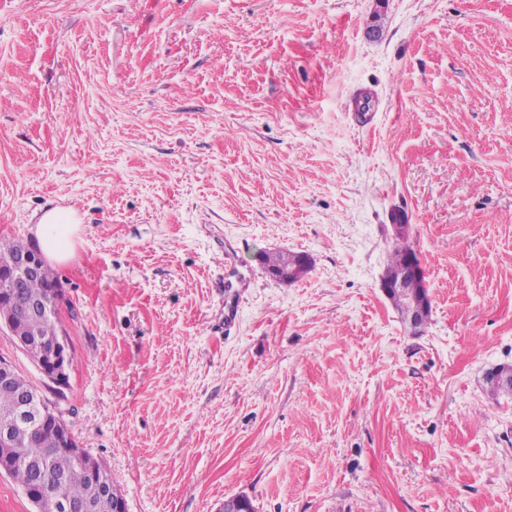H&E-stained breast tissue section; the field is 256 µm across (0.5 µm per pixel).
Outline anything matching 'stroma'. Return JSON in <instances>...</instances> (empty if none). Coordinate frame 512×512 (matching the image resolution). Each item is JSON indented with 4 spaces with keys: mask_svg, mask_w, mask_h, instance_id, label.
<instances>
[{
    "mask_svg": "<svg viewBox=\"0 0 512 512\" xmlns=\"http://www.w3.org/2000/svg\"><path fill=\"white\" fill-rule=\"evenodd\" d=\"M69 205L68 383L0 359L128 512H512V0H0V237ZM390 221L392 223L390 226L393 228L396 235L393 238L390 260L385 270L383 280L396 279L407 260L408 262L405 271L397 281L392 283L384 282L383 290L387 296L393 291L412 296V301L408 306L411 314L405 318V321H407V325L412 330L421 331L427 326L431 313V304L425 276L418 259L413 256L415 252L411 248L406 234H398L408 232L410 224H405L401 212H393ZM285 255L286 262L281 268L279 267L283 259L282 252L265 254L264 262L267 268L272 270L270 274L273 278L284 283H291L300 279L305 274L308 268V260L304 255L300 256L298 261L296 260L295 254L287 253Z\"/></svg>",
    "mask_w": 512,
    "mask_h": 512,
    "instance_id": "stroma-1",
    "label": "stroma"
}]
</instances>
